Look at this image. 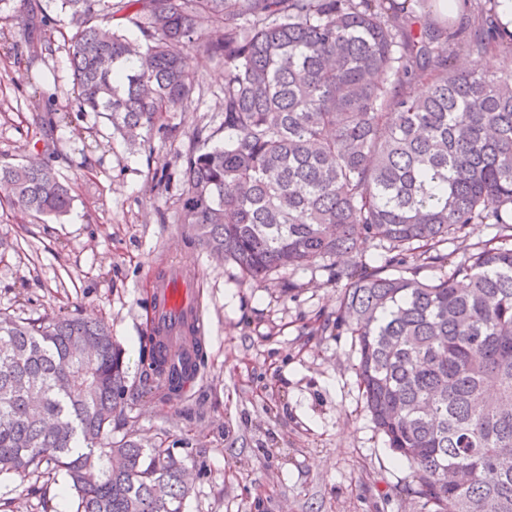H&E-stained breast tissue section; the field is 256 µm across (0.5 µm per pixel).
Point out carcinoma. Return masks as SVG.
<instances>
[{
	"label": "carcinoma",
	"instance_id": "1",
	"mask_svg": "<svg viewBox=\"0 0 512 512\" xmlns=\"http://www.w3.org/2000/svg\"><path fill=\"white\" fill-rule=\"evenodd\" d=\"M421 2L60 0L78 111L130 144L192 102L195 59L224 64V119L182 159L183 223L257 283L328 261L347 280L336 320L358 342L366 410L413 469L410 491L431 512H512V74L480 66L512 58V33L501 0L448 5L474 16L461 28L418 23ZM457 47L469 65L453 64ZM3 185L28 216L71 209L69 184L36 158L1 160ZM472 224L497 233L450 260L440 246ZM368 239L385 266L359 255ZM409 259L449 271L385 273ZM147 360L168 397L194 377L160 338ZM125 392L104 320L0 314V472L63 479L72 512H182L186 462L112 440Z\"/></svg>",
	"mask_w": 512,
	"mask_h": 512
}]
</instances>
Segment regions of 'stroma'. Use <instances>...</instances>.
<instances>
[{
    "label": "stroma",
    "instance_id": "35a3bbf8",
    "mask_svg": "<svg viewBox=\"0 0 512 512\" xmlns=\"http://www.w3.org/2000/svg\"><path fill=\"white\" fill-rule=\"evenodd\" d=\"M71 35L58 0H0V159L44 160L74 197L68 216L42 223L0 204V312L111 325L128 363L112 436L186 461L183 512H428L364 409L358 347L336 322L344 282L319 264L246 281L183 222L181 155L222 121L223 64L196 60L199 100L132 147L97 113L78 111ZM175 266L195 274L207 329L196 379L163 398L144 385L140 346L154 286ZM0 503L72 510L60 485L43 500L11 473H0Z\"/></svg>",
    "mask_w": 512,
    "mask_h": 512
}]
</instances>
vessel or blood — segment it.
Masks as SVG:
<instances>
[{"instance_id":"obj_1","label":"vessel or blood","mask_w":512,"mask_h":512,"mask_svg":"<svg viewBox=\"0 0 512 512\" xmlns=\"http://www.w3.org/2000/svg\"><path fill=\"white\" fill-rule=\"evenodd\" d=\"M188 272L184 267H173L155 292L152 315L155 329L164 336L170 353L180 362L194 360L192 349L186 344L187 332L203 336L206 325L197 302L191 301L184 284Z\"/></svg>"}]
</instances>
